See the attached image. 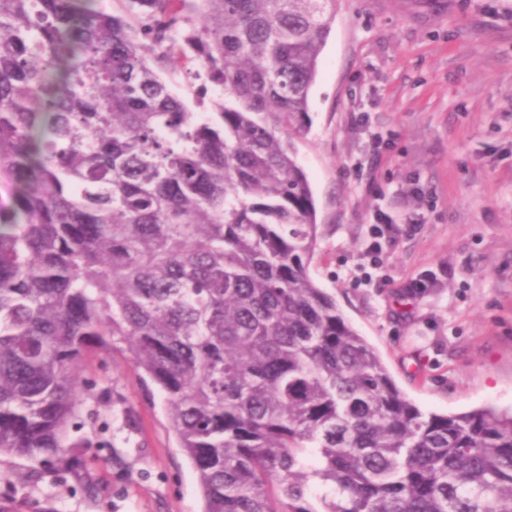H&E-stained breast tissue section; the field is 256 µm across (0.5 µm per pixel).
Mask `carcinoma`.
Returning <instances> with one entry per match:
<instances>
[{
    "label": "carcinoma",
    "mask_w": 512,
    "mask_h": 512,
    "mask_svg": "<svg viewBox=\"0 0 512 512\" xmlns=\"http://www.w3.org/2000/svg\"><path fill=\"white\" fill-rule=\"evenodd\" d=\"M96 2L0 0V456L83 478L118 335L204 512H512V414L421 411L309 275L335 0Z\"/></svg>",
    "instance_id": "cac0c4a2"
}]
</instances>
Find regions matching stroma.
<instances>
[{
    "instance_id": "1",
    "label": "stroma",
    "mask_w": 512,
    "mask_h": 512,
    "mask_svg": "<svg viewBox=\"0 0 512 512\" xmlns=\"http://www.w3.org/2000/svg\"><path fill=\"white\" fill-rule=\"evenodd\" d=\"M309 115L311 277L423 412H511L512 0H336ZM380 209L396 223L375 257ZM110 343L83 366L84 479L0 457V500L27 473L20 512H202L161 393Z\"/></svg>"
}]
</instances>
